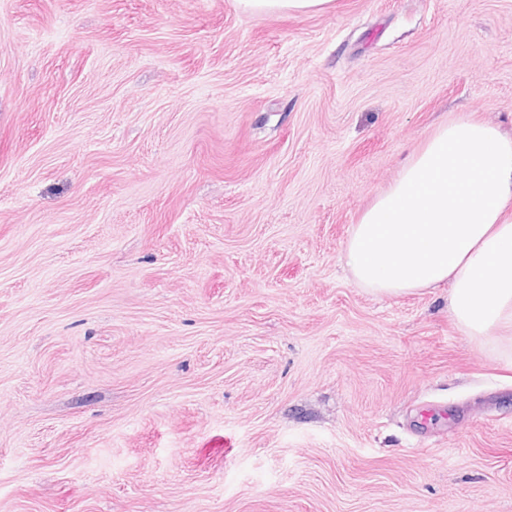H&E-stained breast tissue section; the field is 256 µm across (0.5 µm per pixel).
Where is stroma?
<instances>
[{"instance_id":"35a3bbf8","label":"stroma","mask_w":512,"mask_h":512,"mask_svg":"<svg viewBox=\"0 0 512 512\" xmlns=\"http://www.w3.org/2000/svg\"><path fill=\"white\" fill-rule=\"evenodd\" d=\"M512 136V0H0V512H512V365L351 227ZM240 6L258 13L322 12L334 6V0H238Z\"/></svg>"}]
</instances>
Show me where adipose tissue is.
I'll return each instance as SVG.
<instances>
[{
    "label": "adipose tissue",
    "instance_id": "adipose-tissue-1",
    "mask_svg": "<svg viewBox=\"0 0 512 512\" xmlns=\"http://www.w3.org/2000/svg\"><path fill=\"white\" fill-rule=\"evenodd\" d=\"M346 260L375 294L449 284L462 332L512 361V137L468 117L439 127L354 225Z\"/></svg>",
    "mask_w": 512,
    "mask_h": 512
}]
</instances>
